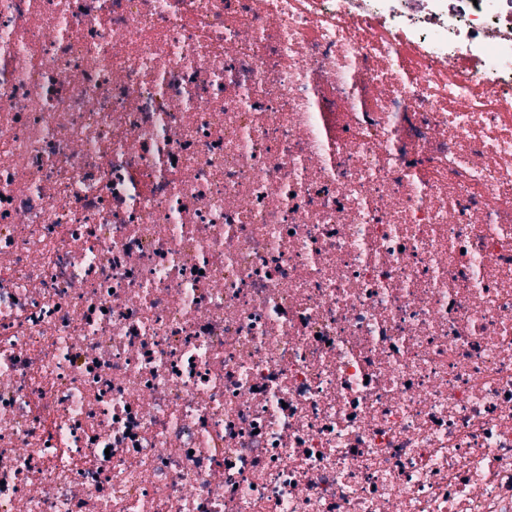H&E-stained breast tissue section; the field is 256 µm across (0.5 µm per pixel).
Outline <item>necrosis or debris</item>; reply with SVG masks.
Masks as SVG:
<instances>
[{
  "label": "necrosis or debris",
  "mask_w": 512,
  "mask_h": 512,
  "mask_svg": "<svg viewBox=\"0 0 512 512\" xmlns=\"http://www.w3.org/2000/svg\"><path fill=\"white\" fill-rule=\"evenodd\" d=\"M0 512H512V0H0Z\"/></svg>",
  "instance_id": "1"
}]
</instances>
